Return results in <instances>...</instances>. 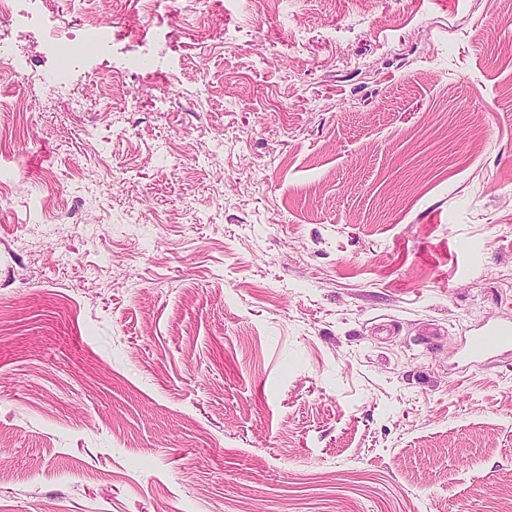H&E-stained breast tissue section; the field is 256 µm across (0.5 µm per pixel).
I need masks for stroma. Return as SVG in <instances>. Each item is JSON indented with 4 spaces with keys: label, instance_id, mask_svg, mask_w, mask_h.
Returning <instances> with one entry per match:
<instances>
[{
    "label": "stroma",
    "instance_id": "35a3bbf8",
    "mask_svg": "<svg viewBox=\"0 0 512 512\" xmlns=\"http://www.w3.org/2000/svg\"><path fill=\"white\" fill-rule=\"evenodd\" d=\"M100 21L163 110L0 72V512H512V0ZM505 352H512L511 322L484 326L472 337L466 355L470 359L488 360Z\"/></svg>",
    "mask_w": 512,
    "mask_h": 512
}]
</instances>
